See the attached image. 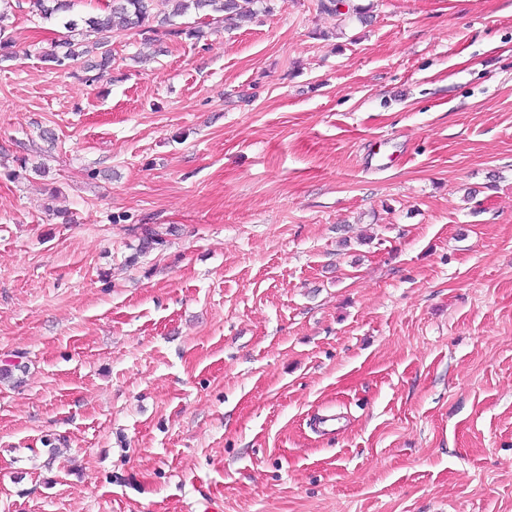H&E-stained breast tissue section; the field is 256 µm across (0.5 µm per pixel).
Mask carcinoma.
Returning <instances> with one entry per match:
<instances>
[{"label":"carcinoma","instance_id":"obj_1","mask_svg":"<svg viewBox=\"0 0 512 512\" xmlns=\"http://www.w3.org/2000/svg\"><path fill=\"white\" fill-rule=\"evenodd\" d=\"M77 0H30L31 12L43 19L56 17L68 34L56 40L44 61L57 67L80 68L85 81L94 82L112 66V36L139 28L143 33L164 32L173 38L199 40L200 26L173 27L171 18L190 12L212 22H231L242 16L239 0H110L103 12L79 20L73 15Z\"/></svg>","mask_w":512,"mask_h":512}]
</instances>
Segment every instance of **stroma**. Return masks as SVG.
I'll use <instances>...</instances> for the list:
<instances>
[{"label": "stroma", "mask_w": 512, "mask_h": 512, "mask_svg": "<svg viewBox=\"0 0 512 512\" xmlns=\"http://www.w3.org/2000/svg\"><path fill=\"white\" fill-rule=\"evenodd\" d=\"M316 3L9 0L0 512H512V0ZM78 0H30L31 12L43 19L57 17L68 33L56 40L44 62L57 67L80 68L87 74L86 82H94L112 66V36L116 32L141 28L142 34H157L173 38L199 40L205 32L200 26H173L171 17L190 12L202 14V24L230 22L242 16L239 0H112L102 13L78 20L72 14ZM163 7V8H161ZM170 11L166 12L165 8ZM82 22V24L80 23ZM157 23L154 26V23ZM161 28H164L161 30ZM77 32V33H75ZM79 35L80 38L75 36ZM94 57L95 61L91 58Z\"/></svg>", "instance_id": "1"}]
</instances>
